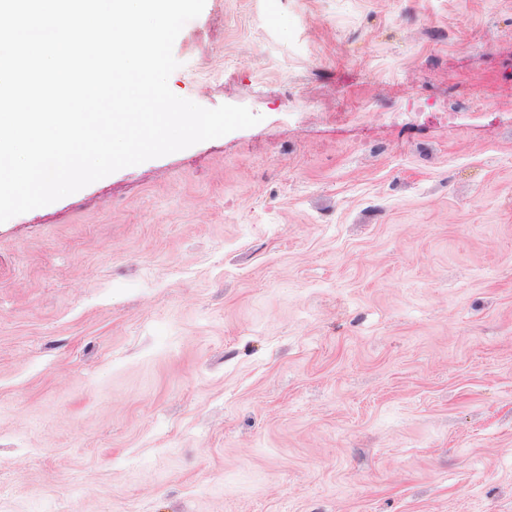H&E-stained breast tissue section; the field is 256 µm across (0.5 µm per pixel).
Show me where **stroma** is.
Listing matches in <instances>:
<instances>
[{
    "label": "stroma",
    "instance_id": "1",
    "mask_svg": "<svg viewBox=\"0 0 512 512\" xmlns=\"http://www.w3.org/2000/svg\"><path fill=\"white\" fill-rule=\"evenodd\" d=\"M173 54L262 120L0 223V512H512V0Z\"/></svg>",
    "mask_w": 512,
    "mask_h": 512
}]
</instances>
